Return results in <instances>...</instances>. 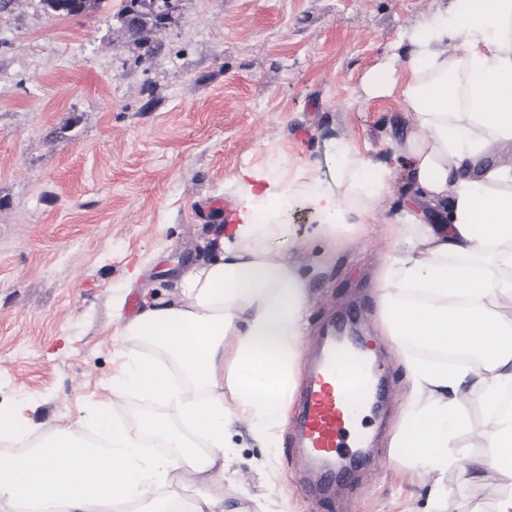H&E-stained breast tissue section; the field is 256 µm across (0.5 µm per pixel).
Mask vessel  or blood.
I'll use <instances>...</instances> for the list:
<instances>
[{"label":"vessel or blood","instance_id":"obj_1","mask_svg":"<svg viewBox=\"0 0 512 512\" xmlns=\"http://www.w3.org/2000/svg\"><path fill=\"white\" fill-rule=\"evenodd\" d=\"M357 318L353 309L333 323L298 415L301 460L315 469L314 484L326 496L335 495L365 458L368 436L357 428L356 405L382 392L370 358L372 344L350 327Z\"/></svg>","mask_w":512,"mask_h":512}]
</instances>
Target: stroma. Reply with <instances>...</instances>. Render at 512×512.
Listing matches in <instances>:
<instances>
[{
	"instance_id": "stroma-1",
	"label": "stroma",
	"mask_w": 512,
	"mask_h": 512,
	"mask_svg": "<svg viewBox=\"0 0 512 512\" xmlns=\"http://www.w3.org/2000/svg\"><path fill=\"white\" fill-rule=\"evenodd\" d=\"M451 0H179L166 28L137 36L118 18L121 0L59 17L43 0H10L0 12V407L37 405L84 430L89 404L115 400L136 426L149 401L113 399L125 316L143 299L172 300L183 272L209 254L235 206L226 183L274 156L330 179L333 139L369 144L390 161L386 139L412 120L392 97L369 98L364 80L425 16ZM155 52L145 53L141 39ZM405 183L364 233L330 241L310 211L288 214L309 282L299 383L323 329L349 306L361 313L389 387L368 463L339 499L309 489L287 424L264 448L242 420L226 512H439L430 478L390 446L409 383L386 336L375 275L393 242L389 224ZM492 477H443L470 512H493Z\"/></svg>"
}]
</instances>
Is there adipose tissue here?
I'll use <instances>...</instances> for the list:
<instances>
[{
  "label": "adipose tissue",
  "mask_w": 512,
  "mask_h": 512,
  "mask_svg": "<svg viewBox=\"0 0 512 512\" xmlns=\"http://www.w3.org/2000/svg\"><path fill=\"white\" fill-rule=\"evenodd\" d=\"M407 41L362 86L370 97L398 95L412 116L413 133L390 145L392 163L340 137L327 186L303 167L242 166L230 180L233 230L181 276L177 297L144 302L130 318L123 296L113 298L117 333L132 347L112 376V401L86 418L95 439L34 422L23 406L0 409V442L23 447L0 450V512H224L234 454L226 419L276 447L296 389L309 285L279 247L289 212L309 206L329 239L357 230L398 171L413 197L391 225L395 247L376 280L411 381L397 457L439 476L459 467L451 449L473 433L496 475L494 512H512V0H456ZM424 203L446 223H425ZM129 393L174 419L147 413L130 429L113 405ZM473 395L487 416L479 431L466 407ZM147 436L165 452L148 451ZM177 485L197 492L183 499Z\"/></svg>",
  "instance_id": "obj_1"
}]
</instances>
